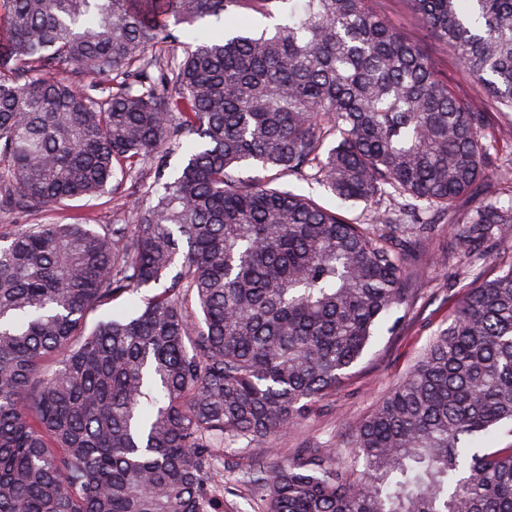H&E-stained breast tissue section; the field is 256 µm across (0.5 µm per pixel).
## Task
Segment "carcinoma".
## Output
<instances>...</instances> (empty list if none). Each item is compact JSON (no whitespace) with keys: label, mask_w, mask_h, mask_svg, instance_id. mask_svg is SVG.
<instances>
[{"label":"carcinoma","mask_w":512,"mask_h":512,"mask_svg":"<svg viewBox=\"0 0 512 512\" xmlns=\"http://www.w3.org/2000/svg\"><path fill=\"white\" fill-rule=\"evenodd\" d=\"M274 3L284 22L249 35L242 10ZM413 3L512 112V0ZM180 25L182 58L148 52ZM70 67L85 88L58 78ZM487 124L369 0H0V210L23 218L156 171L135 224L0 235V512H225L239 488L263 512H512V447L483 452L512 425V266L465 291L356 424L350 462L336 448L271 470L224 459L343 383L414 302L402 253L424 257L419 235L395 243L239 169L449 212L487 176ZM504 224L512 207L482 198L456 235Z\"/></svg>","instance_id":"1"}]
</instances>
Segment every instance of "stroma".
<instances>
[{"label":"stroma","mask_w":512,"mask_h":512,"mask_svg":"<svg viewBox=\"0 0 512 512\" xmlns=\"http://www.w3.org/2000/svg\"><path fill=\"white\" fill-rule=\"evenodd\" d=\"M371 8L406 39L431 47V60L436 73L447 81L460 101L477 105L483 99L479 86L465 72L452 51L432 48V39L416 17L411 0H371ZM495 148L489 157V176L471 193L463 195L454 212L432 213V230L423 241L429 260L410 269L417 299L409 309H397L396 333L379 331L350 377L336 392L325 397L301 420L300 424L275 441L278 455L296 448H332L342 440L349 426L364 419L380 399L412 368L435 334L449 324L455 301L467 288L498 274L512 265V225L503 228L476 249L460 245L450 227L461 222L473 205L474 198L494 197L501 203H512V112H494L486 129ZM280 186L297 187L302 194L313 196L326 208L343 218L360 224L371 223L375 213L398 210L402 197L390 193L370 202H341L319 185L281 178ZM88 218L95 224H133L134 211L123 205L119 195L106 194L81 204L71 202L59 209L38 215L41 223L70 224Z\"/></svg>","instance_id":"1"}]
</instances>
